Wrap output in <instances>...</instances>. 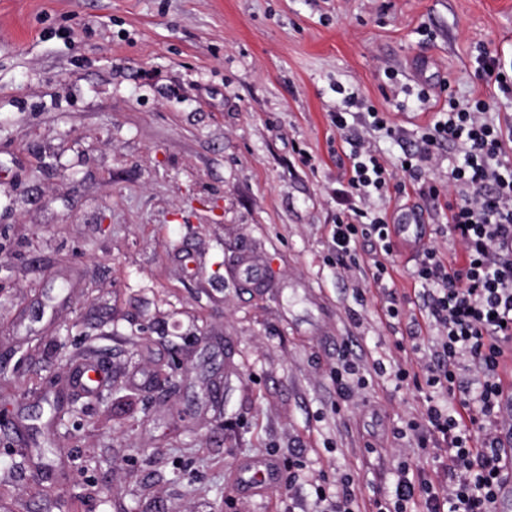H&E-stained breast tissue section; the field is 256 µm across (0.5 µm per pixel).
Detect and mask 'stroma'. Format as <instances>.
<instances>
[{
	"label": "stroma",
	"mask_w": 512,
	"mask_h": 512,
	"mask_svg": "<svg viewBox=\"0 0 512 512\" xmlns=\"http://www.w3.org/2000/svg\"><path fill=\"white\" fill-rule=\"evenodd\" d=\"M481 46L512 52V0H0V512H313L344 475L365 505L402 460L442 474L425 390L336 394L345 347L403 363L420 310L380 319L331 246L328 114L413 137ZM444 204L372 206L445 251ZM299 448L295 487H240ZM278 479V474L267 462L253 463L241 468L240 486L245 489H255L273 483Z\"/></svg>",
	"instance_id": "obj_1"
}]
</instances>
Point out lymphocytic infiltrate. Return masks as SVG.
<instances>
[{
  "label": "lymphocytic infiltrate",
  "instance_id": "lymphocytic-infiltrate-1",
  "mask_svg": "<svg viewBox=\"0 0 512 512\" xmlns=\"http://www.w3.org/2000/svg\"><path fill=\"white\" fill-rule=\"evenodd\" d=\"M482 84L468 99L448 97L415 134L412 149L402 158L406 169L396 174L375 149L374 133L402 137L386 113L363 107L345 96L328 117L345 133L350 147L343 191L345 206L331 229L338 255L351 257L360 243L373 247L368 289L374 290L385 317L402 311L390 286L397 255L394 226L386 210L374 209L371 199L388 200L416 190L438 196L435 181L426 179L424 165L434 151L449 146L446 232L454 250L443 253L429 245L421 250L414 270L424 286L423 306L435 330L433 350L420 358L421 344L410 336L415 356L398 368V382L426 386L433 394L411 431L440 435L448 447V491L439 493L432 478L398 467L393 493L371 502L370 512H408L419 501L421 512H496L497 491L512 475V454L502 443L503 430H512V407L502 403L501 369L512 359V123L492 117L495 97L485 86L512 97L502 59L489 51L479 56Z\"/></svg>",
  "mask_w": 512,
  "mask_h": 512
}]
</instances>
